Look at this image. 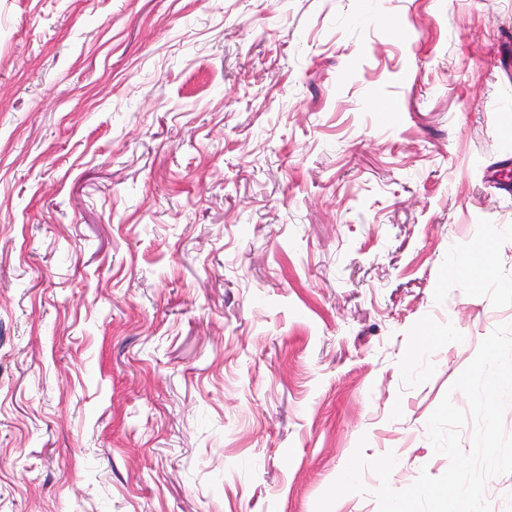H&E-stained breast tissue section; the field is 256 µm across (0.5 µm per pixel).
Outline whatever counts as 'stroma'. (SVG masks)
<instances>
[{
	"instance_id": "1",
	"label": "stroma",
	"mask_w": 512,
	"mask_h": 512,
	"mask_svg": "<svg viewBox=\"0 0 512 512\" xmlns=\"http://www.w3.org/2000/svg\"><path fill=\"white\" fill-rule=\"evenodd\" d=\"M512 0H0V512L392 488L512 323ZM485 246L490 277H450Z\"/></svg>"
}]
</instances>
